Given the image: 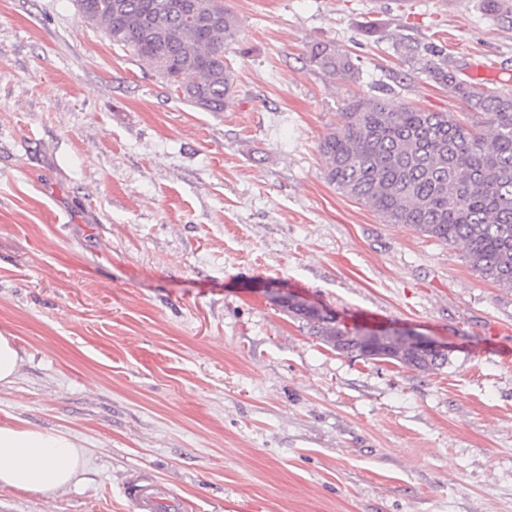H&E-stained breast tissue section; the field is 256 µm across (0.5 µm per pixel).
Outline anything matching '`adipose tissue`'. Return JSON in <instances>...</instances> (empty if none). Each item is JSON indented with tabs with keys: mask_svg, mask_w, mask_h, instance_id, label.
Instances as JSON below:
<instances>
[{
	"mask_svg": "<svg viewBox=\"0 0 512 512\" xmlns=\"http://www.w3.org/2000/svg\"><path fill=\"white\" fill-rule=\"evenodd\" d=\"M85 450L66 432L0 425V488L45 493L72 484Z\"/></svg>",
	"mask_w": 512,
	"mask_h": 512,
	"instance_id": "ef3b65f1",
	"label": "adipose tissue"
}]
</instances>
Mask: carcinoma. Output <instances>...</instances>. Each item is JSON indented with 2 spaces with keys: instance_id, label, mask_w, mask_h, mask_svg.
Listing matches in <instances>:
<instances>
[{
  "instance_id": "1",
  "label": "carcinoma",
  "mask_w": 512,
  "mask_h": 512,
  "mask_svg": "<svg viewBox=\"0 0 512 512\" xmlns=\"http://www.w3.org/2000/svg\"><path fill=\"white\" fill-rule=\"evenodd\" d=\"M76 0L81 18L100 27L117 45L154 71L183 98L205 112H222L235 93L226 61L236 41V16L224 0ZM407 60H423L434 83L455 87L478 123L446 112L406 106L382 94L348 103L343 128L320 141L323 175L340 194L370 208L385 224H401L445 244L462 242L479 275L512 288V92L471 83L448 65L436 45L420 48L401 40ZM314 69L355 80L352 57L331 43L306 51ZM284 309L324 342L358 336L327 311L300 303ZM422 372L436 370L445 356L416 355L409 349L371 355Z\"/></svg>"
}]
</instances>
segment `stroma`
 Wrapping results in <instances>:
<instances>
[{
	"label": "stroma",
	"mask_w": 512,
	"mask_h": 512,
	"mask_svg": "<svg viewBox=\"0 0 512 512\" xmlns=\"http://www.w3.org/2000/svg\"><path fill=\"white\" fill-rule=\"evenodd\" d=\"M224 111L185 102L75 0H0V333L22 354L0 424L69 432L77 484L0 488V512H135L140 474L190 512H512V289L463 245L383 223L322 175L319 143L374 88L472 123L395 51L512 79L482 0H224ZM335 44L360 76L305 59ZM347 325L448 346L420 372L336 351ZM289 315L296 320L302 321L308 328V332L321 339L325 343L330 344V336H336V349L342 351V343H344L349 336H359L365 351L376 353L381 349L388 350L390 342L395 337L400 336H385L386 330L378 329H365L366 336H360L361 328L354 327L353 329L347 328L337 321L336 316L323 310L322 312H311L301 303H290L282 306ZM332 346V345H331ZM333 347V346H332Z\"/></svg>",
	"instance_id": "obj_1"
}]
</instances>
